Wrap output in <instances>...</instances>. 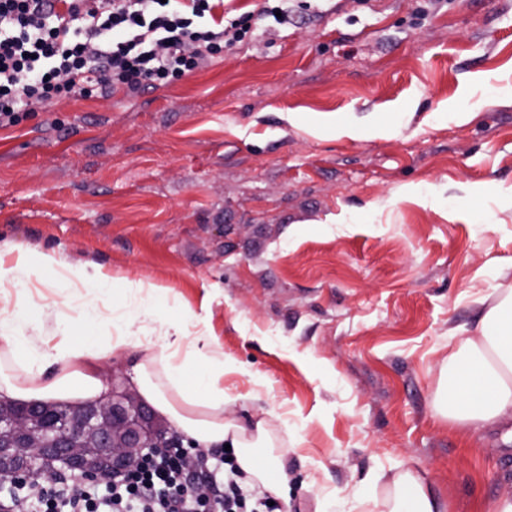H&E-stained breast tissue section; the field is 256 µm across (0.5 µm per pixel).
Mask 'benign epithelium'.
Wrapping results in <instances>:
<instances>
[{"label": "benign epithelium", "mask_w": 512, "mask_h": 512, "mask_svg": "<svg viewBox=\"0 0 512 512\" xmlns=\"http://www.w3.org/2000/svg\"><path fill=\"white\" fill-rule=\"evenodd\" d=\"M34 408L33 403L0 407V484L26 485L59 472L77 480L114 479L145 449L169 444L163 424L131 388L87 406V417L69 423L53 443L26 430Z\"/></svg>", "instance_id": "obj_1"}]
</instances>
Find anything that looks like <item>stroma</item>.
<instances>
[{
	"instance_id": "1",
	"label": "stroma",
	"mask_w": 512,
	"mask_h": 512,
	"mask_svg": "<svg viewBox=\"0 0 512 512\" xmlns=\"http://www.w3.org/2000/svg\"><path fill=\"white\" fill-rule=\"evenodd\" d=\"M288 8L168 85L0 129V258L38 248L190 307L238 364L226 417L266 420L288 450L289 512L393 466L452 512H492L512 496V449L448 427L434 402L449 331L468 336L480 298L512 289V0ZM456 100L466 123L446 116ZM398 112L388 138L318 130ZM26 300L44 320L25 335L82 332L70 291Z\"/></svg>"
}]
</instances>
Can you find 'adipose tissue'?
I'll use <instances>...</instances> for the list:
<instances>
[{
    "instance_id": "1",
    "label": "adipose tissue",
    "mask_w": 512,
    "mask_h": 512,
    "mask_svg": "<svg viewBox=\"0 0 512 512\" xmlns=\"http://www.w3.org/2000/svg\"><path fill=\"white\" fill-rule=\"evenodd\" d=\"M54 288L94 286L112 297V329L106 343L35 339L23 328L38 323L35 310L0 308V399L10 402L56 400L68 404L106 400L110 384L98 372L108 355L136 350L142 359L131 384L146 402L179 432L205 445H230L249 480L281 497L288 490L283 457L269 458L272 434L265 420L245 428L224 414L223 356L199 353L208 333L187 339L182 320L166 319L158 296L146 294L142 282L116 276L100 266L70 265L39 250L18 253L13 265L0 260V295L26 287L27 275ZM55 367L45 377L46 367ZM437 415L449 424L480 433L497 431L512 446V289L480 317L443 365L435 402ZM356 498L367 512H439L438 500L421 476L398 473L387 495L375 486L361 487Z\"/></svg>"
}]
</instances>
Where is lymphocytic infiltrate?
<instances>
[{
  "label": "lymphocytic infiltrate",
  "mask_w": 512,
  "mask_h": 512,
  "mask_svg": "<svg viewBox=\"0 0 512 512\" xmlns=\"http://www.w3.org/2000/svg\"><path fill=\"white\" fill-rule=\"evenodd\" d=\"M224 0H0V129L54 101L135 95L201 69L251 30L263 6L224 20ZM180 448L146 449L123 476L99 483L55 478L33 488L36 512H283L242 490L228 451L207 450L195 470ZM228 466V481L213 469ZM208 494H198V485Z\"/></svg>",
  "instance_id": "lymphocytic-infiltrate-1"
}]
</instances>
